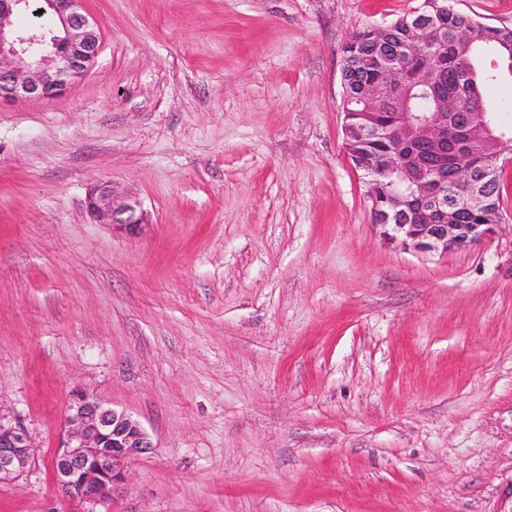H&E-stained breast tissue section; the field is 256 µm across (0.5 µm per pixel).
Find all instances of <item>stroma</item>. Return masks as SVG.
I'll return each instance as SVG.
<instances>
[{
	"mask_svg": "<svg viewBox=\"0 0 512 512\" xmlns=\"http://www.w3.org/2000/svg\"><path fill=\"white\" fill-rule=\"evenodd\" d=\"M420 3L86 0L90 71L0 105V405L38 457L0 512H512V162L492 233L421 253L344 148V42ZM76 388L153 443L91 507L51 476ZM86 208L96 221L117 225L130 232L142 224H148L140 201L119 192L112 182L93 185L86 197Z\"/></svg>",
	"mask_w": 512,
	"mask_h": 512,
	"instance_id": "obj_1",
	"label": "stroma"
}]
</instances>
